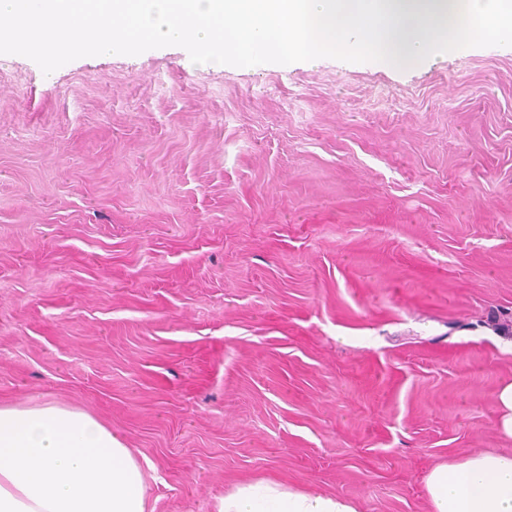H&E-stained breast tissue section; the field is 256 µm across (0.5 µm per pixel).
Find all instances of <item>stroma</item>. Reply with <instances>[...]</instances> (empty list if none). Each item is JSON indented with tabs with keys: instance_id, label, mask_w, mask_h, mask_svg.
<instances>
[{
	"instance_id": "obj_1",
	"label": "stroma",
	"mask_w": 512,
	"mask_h": 512,
	"mask_svg": "<svg viewBox=\"0 0 512 512\" xmlns=\"http://www.w3.org/2000/svg\"><path fill=\"white\" fill-rule=\"evenodd\" d=\"M511 381L512 46L0 55V403L112 427L153 512H430L437 464L512 452ZM216 512H359L340 496L294 488L266 479L236 485L224 493Z\"/></svg>"
}]
</instances>
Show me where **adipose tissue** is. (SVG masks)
Returning <instances> with one entry per match:
<instances>
[{
    "instance_id": "ef3b65f1",
    "label": "adipose tissue",
    "mask_w": 512,
    "mask_h": 512,
    "mask_svg": "<svg viewBox=\"0 0 512 512\" xmlns=\"http://www.w3.org/2000/svg\"><path fill=\"white\" fill-rule=\"evenodd\" d=\"M431 512H512V455L433 467ZM0 512H147L141 461L88 412L54 401L0 405ZM216 512H358L351 501L266 479L236 485Z\"/></svg>"
}]
</instances>
